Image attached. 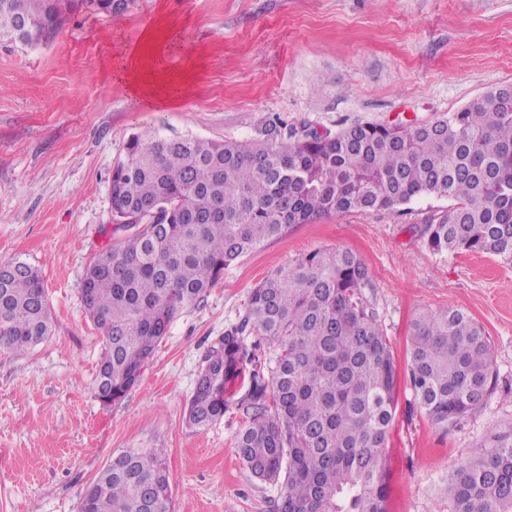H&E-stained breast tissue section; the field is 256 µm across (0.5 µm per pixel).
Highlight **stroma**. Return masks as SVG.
I'll return each mask as SVG.
<instances>
[{
    "mask_svg": "<svg viewBox=\"0 0 512 512\" xmlns=\"http://www.w3.org/2000/svg\"><path fill=\"white\" fill-rule=\"evenodd\" d=\"M509 83L512 0H129L112 16L69 14L48 44L0 45V263L39 270L53 319L25 354L0 347V512H78L126 448L164 462L171 512H271L278 488L236 454L243 412L198 431L186 408L252 289L313 251L342 249L369 267L365 294L399 370L423 311L466 310L493 345L498 386L461 429L438 428L398 382L382 451L387 512H449L452 470L489 429L512 427V262L429 251L422 232L448 197L296 225L177 314L138 384L111 404L95 394L102 342L82 279L123 237L110 184L132 135L252 141L272 119L297 134L425 122Z\"/></svg>",
    "mask_w": 512,
    "mask_h": 512,
    "instance_id": "35a3bbf8",
    "label": "stroma"
}]
</instances>
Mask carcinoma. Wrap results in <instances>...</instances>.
Masks as SVG:
<instances>
[{"mask_svg":"<svg viewBox=\"0 0 512 512\" xmlns=\"http://www.w3.org/2000/svg\"><path fill=\"white\" fill-rule=\"evenodd\" d=\"M113 0H0V31L15 46L54 40L74 11L112 12ZM121 243L88 263L86 312L103 338L95 381L124 398L174 317L199 303L224 269L329 215L394 210L427 194L453 204L424 230L435 253L512 260V84L427 123H358L292 139L267 123L259 142L133 135L112 169ZM209 214L208 224L185 221ZM369 268L349 250L315 251L276 269L205 357L186 421L224 418L236 384L247 418L236 447L259 481L280 487L272 512H386L381 449L395 413L398 373L365 289ZM52 329L37 270L0 264V345L24 353ZM268 346L255 354L247 337ZM408 381L445 430L483 408L498 386L494 350L467 312L417 316ZM451 512H512V428L492 430L450 475ZM164 463L146 448L114 455L88 485L80 512H170Z\"/></svg>","mask_w":512,"mask_h":512,"instance_id":"cac0c4a2","label":"carcinoma"}]
</instances>
